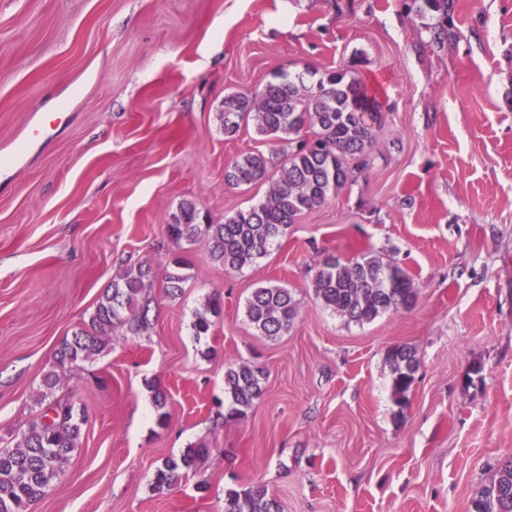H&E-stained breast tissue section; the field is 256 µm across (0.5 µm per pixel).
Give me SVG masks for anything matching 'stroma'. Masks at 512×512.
<instances>
[{"mask_svg": "<svg viewBox=\"0 0 512 512\" xmlns=\"http://www.w3.org/2000/svg\"><path fill=\"white\" fill-rule=\"evenodd\" d=\"M455 26L438 49L404 0H0V441L36 418L58 345L126 264L150 265L156 317L63 375L57 397L86 408L80 447L29 512H224L242 485L283 512H471L512 456V0H456ZM350 61L384 110L356 183L240 273L169 237L182 201L220 222L268 190L224 180L270 149L249 124L225 137L227 96ZM368 251L419 295L359 326L312 278L324 253ZM176 253L191 268L172 300ZM260 285L299 301L274 340L243 316ZM213 294L223 313L196 337ZM395 344L419 360L401 411ZM240 362L265 367V394L227 423L215 403ZM197 443L195 477L155 495L156 468ZM190 268V262L182 256H173L163 279V291L171 299L178 298L183 291V284L188 279L184 270Z\"/></svg>", "mask_w": 512, "mask_h": 512, "instance_id": "stroma-1", "label": "stroma"}]
</instances>
